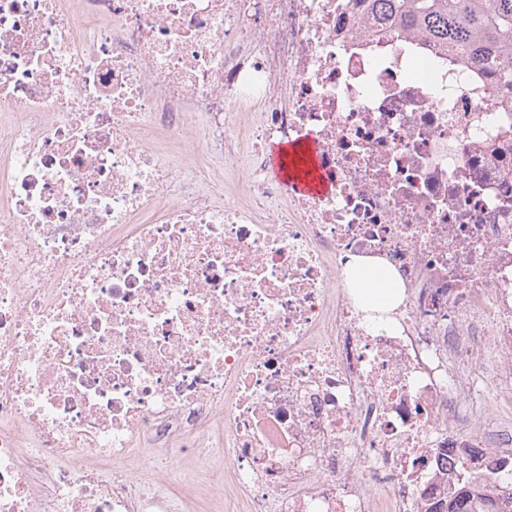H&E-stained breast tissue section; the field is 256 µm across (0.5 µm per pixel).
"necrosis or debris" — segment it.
Returning <instances> with one entry per match:
<instances>
[{"label": "necrosis or debris", "instance_id": "1", "mask_svg": "<svg viewBox=\"0 0 512 512\" xmlns=\"http://www.w3.org/2000/svg\"><path fill=\"white\" fill-rule=\"evenodd\" d=\"M505 396L494 73L367 0H0V512H428ZM278 178L292 187L295 191L309 195L321 194L327 190V182L324 179L322 171L319 169V167L318 173L314 175L301 173L294 178L290 177L289 179H285L283 174H281V176H278ZM354 266L359 269L360 288H375L374 292L384 297L381 301L371 299L367 304L362 303L360 306L364 311L373 313L379 311L381 307H395L401 303L402 287L395 279L381 272L378 268L365 265L364 262H359V260L354 262Z\"/></svg>", "mask_w": 512, "mask_h": 512}]
</instances>
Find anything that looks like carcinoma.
<instances>
[{"instance_id": "1", "label": "carcinoma", "mask_w": 512, "mask_h": 512, "mask_svg": "<svg viewBox=\"0 0 512 512\" xmlns=\"http://www.w3.org/2000/svg\"><path fill=\"white\" fill-rule=\"evenodd\" d=\"M387 17L395 16L433 42L465 55L512 88V0H377ZM494 488L479 490L478 477L467 473L453 481L446 502L429 512H512V467Z\"/></svg>"}]
</instances>
